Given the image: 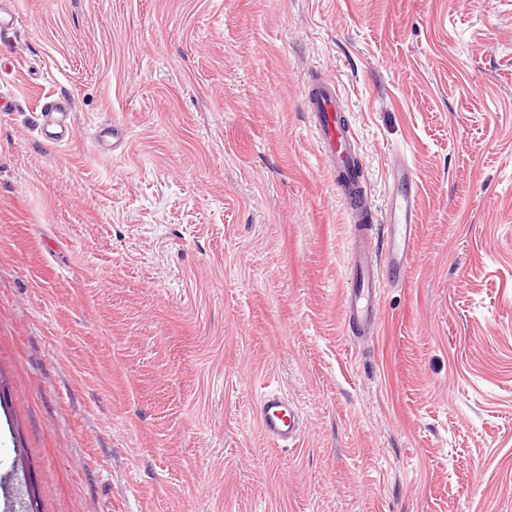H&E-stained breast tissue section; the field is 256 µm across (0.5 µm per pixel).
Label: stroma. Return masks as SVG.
Returning <instances> with one entry per match:
<instances>
[{
    "label": "stroma",
    "instance_id": "1",
    "mask_svg": "<svg viewBox=\"0 0 512 512\" xmlns=\"http://www.w3.org/2000/svg\"><path fill=\"white\" fill-rule=\"evenodd\" d=\"M11 2L0 512H512V0ZM320 78L376 212L390 154L418 186L367 339ZM259 424L263 434L274 441L292 443L300 438V418L288 399L274 392L259 401Z\"/></svg>",
    "mask_w": 512,
    "mask_h": 512
}]
</instances>
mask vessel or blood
I'll list each match as a JSON object with an SVG mask.
<instances>
[{"label": "vessel or blood", "mask_w": 512, "mask_h": 512, "mask_svg": "<svg viewBox=\"0 0 512 512\" xmlns=\"http://www.w3.org/2000/svg\"><path fill=\"white\" fill-rule=\"evenodd\" d=\"M307 108L316 129L322 155L336 175L345 200L359 223L351 236L350 263L355 270L356 286L344 298L348 325L356 331L377 325L382 277H398L408 249L416 236L415 179L405 160H393L391 178L397 187L387 205V219L382 224L381 247L387 260L385 270H378L366 250L373 216L364 195L351 187L358 179L355 141L349 126L342 121V102L334 84L321 81L307 97ZM259 424L263 434L274 441L294 442L300 437V418L282 395L270 392L260 399Z\"/></svg>", "instance_id": "vessel-or-blood-1"}]
</instances>
